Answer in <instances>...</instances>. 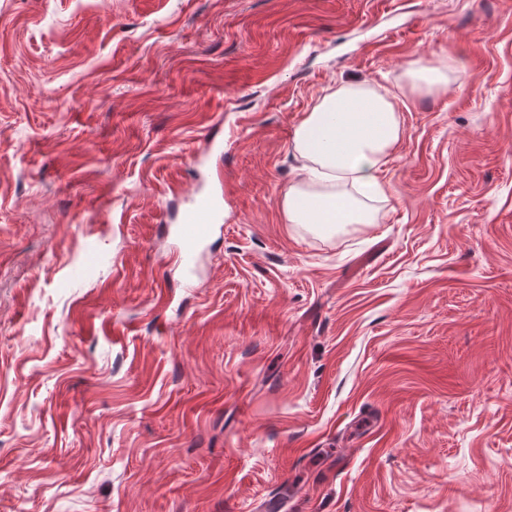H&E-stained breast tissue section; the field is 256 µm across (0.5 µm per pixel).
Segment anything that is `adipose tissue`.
<instances>
[{
    "mask_svg": "<svg viewBox=\"0 0 512 512\" xmlns=\"http://www.w3.org/2000/svg\"><path fill=\"white\" fill-rule=\"evenodd\" d=\"M401 137L387 93L347 83L324 94L295 130L294 149L303 164L283 192L287 223L313 231L376 223L378 212L368 201L387 199L379 173Z\"/></svg>",
    "mask_w": 512,
    "mask_h": 512,
    "instance_id": "obj_1",
    "label": "adipose tissue"
}]
</instances>
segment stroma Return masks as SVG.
<instances>
[{"mask_svg": "<svg viewBox=\"0 0 512 512\" xmlns=\"http://www.w3.org/2000/svg\"><path fill=\"white\" fill-rule=\"evenodd\" d=\"M446 62L414 86L410 61ZM395 93L377 223L297 125ZM222 219L192 272L194 191ZM512 512V0H0V512ZM407 73L414 81L424 83L429 89H439L448 84V77L439 68L420 65L415 61L409 63ZM402 137L393 101L364 83L341 84L305 112L294 149L303 159L299 179L283 191L287 223L312 231L346 224H374L378 211L352 194L387 200L379 180ZM221 217L220 202L209 194H202L190 200L182 214L178 228L180 260L189 261L202 246L211 231V224Z\"/></svg>", "mask_w": 512, "mask_h": 512, "instance_id": "35a3bbf8", "label": "stroma"}]
</instances>
